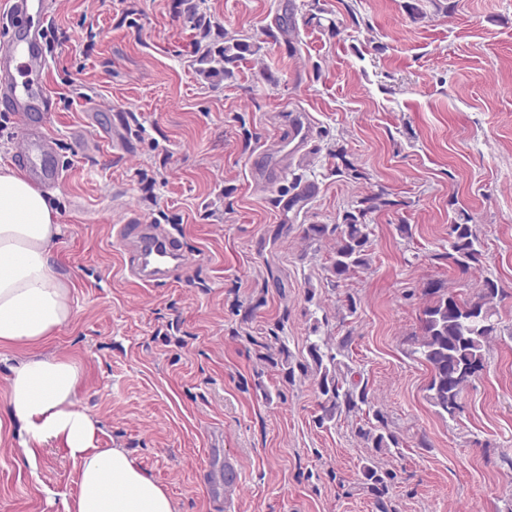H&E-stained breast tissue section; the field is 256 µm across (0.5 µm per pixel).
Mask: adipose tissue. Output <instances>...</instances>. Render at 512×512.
Masks as SVG:
<instances>
[{"instance_id":"obj_1","label":"adipose tissue","mask_w":512,"mask_h":512,"mask_svg":"<svg viewBox=\"0 0 512 512\" xmlns=\"http://www.w3.org/2000/svg\"><path fill=\"white\" fill-rule=\"evenodd\" d=\"M51 201L24 175L0 169V345L36 348L70 322L71 290L51 261L59 232ZM81 365L35 353L12 367L6 405L22 425L18 454L33 461L45 443L80 463L66 512H174L172 499L122 448H101L97 420L76 407Z\"/></svg>"}]
</instances>
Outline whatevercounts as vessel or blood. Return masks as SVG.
Returning <instances> with one entry per match:
<instances>
[{"label":"vessel or blood","instance_id":"1","mask_svg":"<svg viewBox=\"0 0 512 512\" xmlns=\"http://www.w3.org/2000/svg\"><path fill=\"white\" fill-rule=\"evenodd\" d=\"M53 0H9L6 17L13 39L0 43V99L7 100L21 127L15 161L24 174L42 187H55L60 171L51 163L54 140L47 130L54 110L48 89L43 52ZM127 274L151 286L182 276L187 258L180 241L160 224L121 225Z\"/></svg>","mask_w":512,"mask_h":512}]
</instances>
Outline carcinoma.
Wrapping results in <instances>:
<instances>
[{"label": "carcinoma", "mask_w": 512, "mask_h": 512, "mask_svg": "<svg viewBox=\"0 0 512 512\" xmlns=\"http://www.w3.org/2000/svg\"><path fill=\"white\" fill-rule=\"evenodd\" d=\"M187 22L199 31L201 39L209 37L210 21L199 13L197 6L188 8ZM224 44L207 47L193 60L198 73L207 78L230 79L234 68L248 56L258 54L261 43L250 36L224 33ZM389 193L380 186L361 195L346 211L339 224H310L305 237L314 241H329L327 279L331 287L350 279L369 265V245L372 230L366 224L368 214L390 205ZM448 265L458 279L470 282L482 266V243L473 225L455 223L448 226ZM426 298L419 316V334L415 353L430 368L426 398L443 416L453 418L461 411L465 390L487 369V352L501 336L498 304L503 297L497 280L485 276L476 287L462 296L428 282L422 288ZM277 347L263 359L280 368L285 380L294 382L296 375L312 374L316 377L320 401L317 424H334L342 415L356 413L368 407L366 416L359 419L356 436L369 448L378 452L400 447V441L389 428L388 416L380 409L370 407L366 388L347 380L342 362L333 353L330 338L320 334L319 327L311 328L307 356L293 362L286 342L275 338ZM363 483L385 508L384 496L388 491L386 474L373 461L361 470Z\"/></svg>", "instance_id": "cac0c4a2"}]
</instances>
